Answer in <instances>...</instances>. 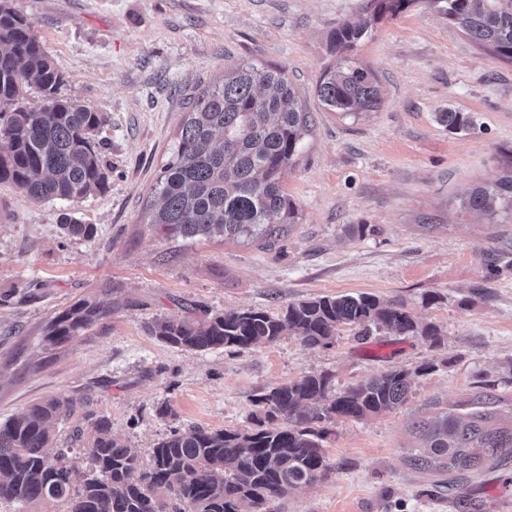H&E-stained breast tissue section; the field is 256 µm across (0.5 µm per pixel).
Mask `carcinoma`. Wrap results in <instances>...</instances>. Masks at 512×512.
I'll list each match as a JSON object with an SVG mask.
<instances>
[{"mask_svg": "<svg viewBox=\"0 0 512 512\" xmlns=\"http://www.w3.org/2000/svg\"><path fill=\"white\" fill-rule=\"evenodd\" d=\"M413 0H368L375 18L397 15ZM448 22L496 56L512 60V0H431ZM371 21H346L332 44L343 53L321 75L324 106L348 116L374 112L382 102L374 73L347 55L367 35ZM64 75L34 33V25L11 0H0V183L37 201L79 202L108 186L109 175L94 136L103 113L61 94ZM41 103H26L29 91ZM306 112L283 70L262 63L239 64L206 91L186 113L181 136L155 186L159 197L151 223L183 239L219 232L226 238H277L297 223V207L282 189L309 132ZM498 199L512 216V170L490 187L470 194L476 211ZM105 314L83 300L56 314L44 340L54 348L81 336ZM376 325L399 333L420 332L441 343L432 325L417 324L398 303L371 295L320 296L288 304L271 315L232 310L204 320L158 319L151 334L184 350L240 351L286 335L307 347L332 343L342 326L365 335ZM419 372L390 369L343 392L328 373L305 375L254 398L264 414L258 428L174 431L143 462L137 449L112 434L107 418L91 417L80 454L89 472L69 464L71 448L52 449L53 421L71 414L75 402L53 396L0 424V500L54 503L60 512H265L290 490L314 485L327 471L322 441L326 424L359 420L403 405ZM463 419L442 412L416 427L424 445L410 464L421 471L456 476L512 455V423L500 427L488 401ZM282 420L278 427L264 422ZM164 488L170 499L155 496Z\"/></svg>", "mask_w": 512, "mask_h": 512, "instance_id": "carcinoma-1", "label": "carcinoma"}]
</instances>
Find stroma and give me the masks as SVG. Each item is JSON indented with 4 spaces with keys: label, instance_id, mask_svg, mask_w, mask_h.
Listing matches in <instances>:
<instances>
[{
    "label": "stroma",
    "instance_id": "1",
    "mask_svg": "<svg viewBox=\"0 0 512 512\" xmlns=\"http://www.w3.org/2000/svg\"><path fill=\"white\" fill-rule=\"evenodd\" d=\"M367 0H13L63 73L65 96L104 113L107 189L38 202L0 184V424L41 399L76 409L55 421L58 446L106 416L114 435L149 456L172 429L253 426L263 391L327 372L336 390L382 371L415 372L409 400L362 419H337L315 485L266 512H512V457L469 475L461 493L414 469L416 423L493 398L512 422V220L465 205L512 167V62L475 44L414 0L370 22L356 57L374 72L379 110H327L316 92L335 65L344 21H369ZM284 69L314 123L282 187L298 223L276 240L220 234L172 238L150 224L154 186L192 101L234 65ZM460 112L468 127L439 119ZM92 237L65 233L67 218ZM369 293L403 304L442 334L378 330L331 346L293 336L238 352L182 351L148 332L156 319L260 309ZM105 314L51 349L48 321L72 304Z\"/></svg>",
    "mask_w": 512,
    "mask_h": 512
}]
</instances>
